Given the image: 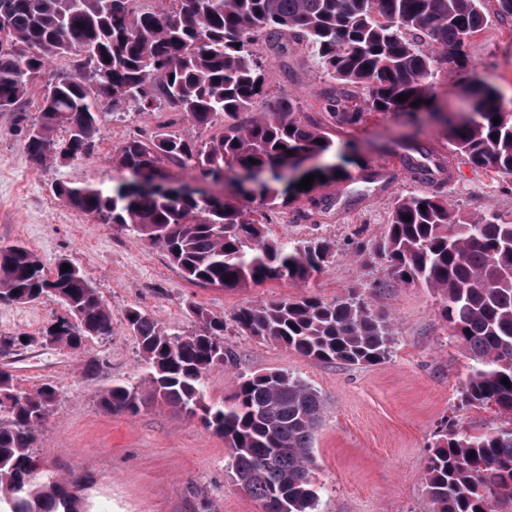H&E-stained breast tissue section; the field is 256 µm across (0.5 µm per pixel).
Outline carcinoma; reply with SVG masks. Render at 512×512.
Listing matches in <instances>:
<instances>
[{"label":"carcinoma","instance_id":"1","mask_svg":"<svg viewBox=\"0 0 512 512\" xmlns=\"http://www.w3.org/2000/svg\"><path fill=\"white\" fill-rule=\"evenodd\" d=\"M163 12L139 11L132 0H0V111L12 110L29 85L46 76L56 57L79 59L63 77L47 76L41 122L26 137L36 166L57 158L56 127L67 129L65 149L75 158L93 153L99 109L151 112L165 99L200 129L224 118L218 137L194 142L156 133L125 142L112 164L131 174L106 191L59 184L56 196L101 224L129 227L164 248L187 281L214 288L266 282H305L336 256L322 237L284 242L266 225L296 199V219L308 221L328 202L314 188L297 189L290 161L302 152L333 153L319 122L297 117L294 98H280L247 123L264 89V63L251 45L263 36L307 46L336 90L326 108L336 127L361 123L369 112L409 114L431 99L438 68L460 77L469 71L468 45L488 22L487 0H172ZM109 61H104V58ZM26 71L30 78L20 81ZM476 117L447 123L453 156L512 176V110L492 88L479 85ZM406 96L399 101L397 97ZM499 118L494 123L493 118ZM324 144H318V141ZM403 156L404 177L428 184L426 195L395 199L386 234L356 242L355 262L383 264L398 283L419 285L443 301L452 336L471 353L473 366L459 408L494 405L507 426L471 434L449 417L437 426L427 470L433 512H512V218L487 211L457 216L441 188L447 166L427 151ZM255 163H250L249 159ZM340 163L312 172L314 181L347 177ZM217 183L235 168L264 174V209L247 205L242 187L221 199L168 197L144 188L164 176L162 164ZM51 272L21 244L0 246V300L29 303L44 295L66 308L44 340L78 349L86 338L112 335V313L79 267ZM199 329H168L132 308L126 324L136 337L153 394L201 415L206 429L224 437L236 482L264 512H317L312 448L323 399L310 383L281 372L240 375L229 404L205 403V378L235 362L224 336L230 330L274 341L303 357L349 365H376L392 355L389 317L353 286L327 302L309 293L273 298L238 309L230 320L193 309ZM507 378L509 385L502 383ZM60 396L52 384L23 390L0 369V512H86L83 478L66 480L41 468L33 448ZM136 388L114 384L101 398L111 414H134Z\"/></svg>","mask_w":512,"mask_h":512}]
</instances>
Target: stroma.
Wrapping results in <instances>:
<instances>
[{
	"mask_svg": "<svg viewBox=\"0 0 512 512\" xmlns=\"http://www.w3.org/2000/svg\"><path fill=\"white\" fill-rule=\"evenodd\" d=\"M486 9L490 22L468 47L470 79L512 101V19L495 16L491 2ZM254 49L267 61L256 111L291 96L301 116L328 123L325 94L334 83L320 77L308 49L291 41L279 49L262 39ZM468 81L438 74L434 108L422 112L420 125L375 112L358 125L333 129L336 148L352 144L357 149L355 163L347 167L350 177L360 168L394 161L415 141L431 149L447 147L439 117L472 113ZM42 93V80H35L19 110L0 111V246H28L49 268L71 260L112 312L111 337L72 350L43 340V329L64 313L54 297L0 301V336L27 338L14 354L0 355V365L8 364L21 388L52 383L60 389L35 450L46 469L63 477L83 475L89 512H263L235 482L223 437L206 430L199 418L151 397L147 366L126 330L125 314L137 308L166 327L190 333L196 328V306L228 318L240 307L271 298L312 292L332 301L359 283L371 307L391 318L395 344L389 360L375 366L320 362L232 332L224 341L237 361L208 373L205 398L223 402L241 374L278 370L302 378L322 394L325 405L313 450L317 512H432L425 476L434 432L458 403L469 354L450 341L437 295L386 279L380 266L359 269L353 258L355 229H363L365 239L380 238L395 199L429 193V186L400 174L386 188L370 184L359 194L350 178L317 186L319 197L337 191L335 206L313 223L296 221L293 208H286L268 230L280 239L333 241L336 257L323 271L304 283L201 287L183 279L162 247L130 230L96 223L59 200L54 190L60 183L111 188L125 178L112 156L127 140L161 131L206 140L222 133L223 120L202 131L167 105L118 117L107 106L92 155L36 167L24 142L28 128L40 120ZM454 168L444 192L456 210L468 217L489 209L512 215V178L460 160ZM117 382L133 384L144 396L137 413L113 415L101 407L104 392Z\"/></svg>",
	"mask_w": 512,
	"mask_h": 512,
	"instance_id": "stroma-1",
	"label": "stroma"
}]
</instances>
